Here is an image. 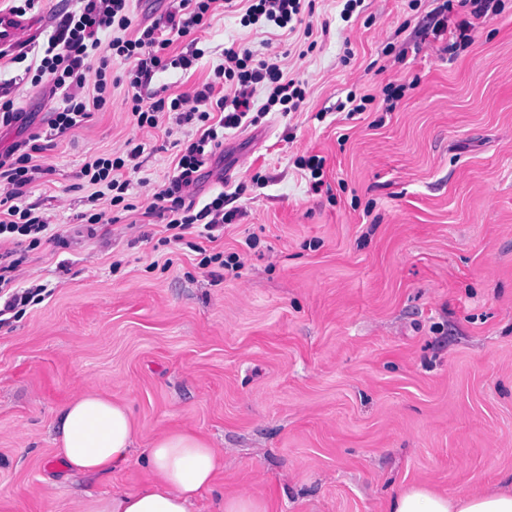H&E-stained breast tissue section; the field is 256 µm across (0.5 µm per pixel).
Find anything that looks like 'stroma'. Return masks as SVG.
<instances>
[{
  "label": "stroma",
  "mask_w": 512,
  "mask_h": 512,
  "mask_svg": "<svg viewBox=\"0 0 512 512\" xmlns=\"http://www.w3.org/2000/svg\"><path fill=\"white\" fill-rule=\"evenodd\" d=\"M442 3L364 0L345 21L339 0H316L311 51L301 35L243 27L231 0L173 45L193 62L154 72L164 97L206 82L231 44L306 89L296 112L226 130L214 148L191 200L240 193L212 241L192 229L166 242L147 213L198 122L169 111L138 129L130 65L113 59L108 106L32 155L43 172L24 203L51 226L17 249L16 285L44 286L42 301L0 326V512H79L87 495L144 488L147 448L174 430L222 457L193 512L238 495L267 512H385L411 484H512V0L453 55L423 34ZM77 8L39 0L0 59L22 114L0 125L1 153L48 131L61 101L33 78ZM391 82L409 85L393 103ZM352 91L374 95L370 110L337 111ZM131 142L143 152L125 206L90 203L85 163ZM314 154L318 191L294 164ZM99 211L107 222L81 231ZM218 252L241 267H201ZM89 389L126 404L138 431L133 463L100 478L58 454L61 411Z\"/></svg>",
  "instance_id": "35a3bbf8"
}]
</instances>
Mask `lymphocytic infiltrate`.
I'll use <instances>...</instances> for the list:
<instances>
[{
	"mask_svg": "<svg viewBox=\"0 0 512 512\" xmlns=\"http://www.w3.org/2000/svg\"><path fill=\"white\" fill-rule=\"evenodd\" d=\"M242 17L246 26H274L289 32L300 31L312 36L311 28L303 27L304 14L313 12L315 0H247ZM217 8V0H171L165 15L137 36L128 33L132 25L129 0H83L80 12L68 13L48 39L45 55L39 66L53 90L62 92L66 105L50 120L51 137H60L82 126L92 110H100L110 101V68L113 57L128 61L130 92L126 102L136 125L141 129L157 128L164 111L171 110L197 120L201 134L181 152L176 173L153 195L150 212L164 223L170 241L183 240L186 231L202 226L205 234L232 220V212L224 208V194H217L203 207L188 203L186 191L199 180L205 165L209 143L217 141L219 129L239 127L251 110L268 113L279 110L289 113L299 108L305 89L298 80L285 77L275 62L254 60L250 51L235 46L224 50V62L214 71L212 80L190 93H182L165 101L151 100L145 85L154 71L166 68L168 51L175 41L202 26ZM495 0H444L432 27L433 35L453 30L455 40L450 51H457L471 42L475 20L498 11ZM110 33L109 43H102L101 33ZM99 50L96 67L87 59L92 50ZM92 86L91 95H84L85 86ZM228 86L232 95L216 96L217 86ZM265 87L263 103H254L257 87ZM142 146L127 150L125 155L98 157L86 163L83 174L93 185V199H108L110 205L124 202L130 186L126 170L135 166ZM29 152H7L0 155V178L7 190L0 196V317L16 308L36 301L39 289L14 288V272L18 264L15 249L21 245L36 247L49 228L47 217L34 214L22 205L27 187L35 181L38 166L32 165Z\"/></svg>",
	"mask_w": 512,
	"mask_h": 512,
	"instance_id": "lymphocytic-infiltrate-1",
	"label": "lymphocytic infiltrate"
}]
</instances>
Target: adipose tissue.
I'll return each instance as SVG.
<instances>
[{"label":"adipose tissue","instance_id":"obj_1","mask_svg":"<svg viewBox=\"0 0 512 512\" xmlns=\"http://www.w3.org/2000/svg\"><path fill=\"white\" fill-rule=\"evenodd\" d=\"M135 437L128 407L96 390L84 392L61 412L59 454L80 473L97 476L125 468L132 461ZM145 462L155 477L151 485L87 497L81 512H192L198 497L214 483L219 454L200 436L178 431L156 439ZM386 512H512V490L448 495L413 484L390 498Z\"/></svg>","mask_w":512,"mask_h":512}]
</instances>
